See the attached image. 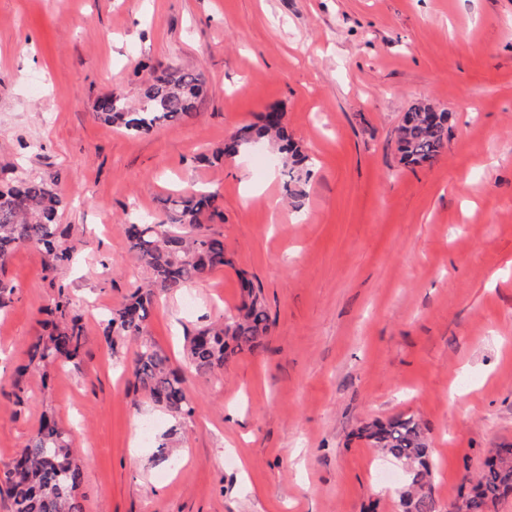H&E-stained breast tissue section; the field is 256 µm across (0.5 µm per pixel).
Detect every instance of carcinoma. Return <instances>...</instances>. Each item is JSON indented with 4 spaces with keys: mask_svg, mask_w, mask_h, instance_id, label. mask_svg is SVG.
I'll return each mask as SVG.
<instances>
[{
    "mask_svg": "<svg viewBox=\"0 0 512 512\" xmlns=\"http://www.w3.org/2000/svg\"><path fill=\"white\" fill-rule=\"evenodd\" d=\"M201 91L199 74L167 70L142 85L138 107L131 108L122 98L108 94L98 100L96 117L133 135L148 133L193 116ZM449 119L447 110L429 103L419 101L411 105L398 128L401 160L412 165L436 160L448 142ZM265 142L275 145L287 183H299L309 175V156L291 141L283 113L275 110L224 140L220 154L235 157ZM63 199L57 184L27 173L6 178L0 185V308L16 291V286L4 277L6 262L16 250H40L46 257L47 271L71 262L72 247L66 245L69 228L58 223ZM222 216L217 194L189 188L166 200L163 217L147 216L127 225L129 251L147 271L149 282L137 288L128 301L103 320L107 342H114L116 336L139 342L132 361L135 383L175 415H192L194 402L184 379L148 338L154 289L178 293L219 268L234 266L224 250V240L208 228V222ZM239 278L242 301L238 315L218 326L199 328L189 338L188 359L199 374L222 370L237 354L254 352L263 345L270 327L264 298L245 273H239ZM69 305L70 299L61 285L57 298L40 310L50 319L44 321L45 333L29 345L28 367H65L80 357L86 331L79 318H67ZM359 437L402 465V512H438L432 494L434 463L418 419L397 415L386 421L373 420L361 426ZM73 445L72 434L59 426L53 416L43 415L5 472L11 512H83V505L75 496L82 469L73 458ZM511 485L512 448H497L475 484L464 494L468 512H488Z\"/></svg>",
    "mask_w": 512,
    "mask_h": 512,
    "instance_id": "1",
    "label": "carcinoma"
}]
</instances>
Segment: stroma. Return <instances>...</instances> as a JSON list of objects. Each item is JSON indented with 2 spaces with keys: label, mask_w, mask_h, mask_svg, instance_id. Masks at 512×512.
<instances>
[{
  "label": "stroma",
  "mask_w": 512,
  "mask_h": 512,
  "mask_svg": "<svg viewBox=\"0 0 512 512\" xmlns=\"http://www.w3.org/2000/svg\"><path fill=\"white\" fill-rule=\"evenodd\" d=\"M168 68L202 76L194 117L140 136L96 119L100 97L137 106ZM418 101L450 113L448 144L408 166L397 130ZM274 107L311 159L299 207L277 157L255 171L263 146L214 158ZM14 164L63 189L75 259L50 276L39 251L8 261L0 474L48 411L75 439L85 512H398L401 471L357 430L403 414L427 430L448 512L512 447V0H0V170ZM190 187L220 195L209 230L234 265L156 294L149 333L195 403L177 418L102 319L144 278L123 225ZM242 271L271 333L199 376L186 334L235 313ZM62 289L87 344L15 403Z\"/></svg>",
  "instance_id": "obj_1"
}]
</instances>
